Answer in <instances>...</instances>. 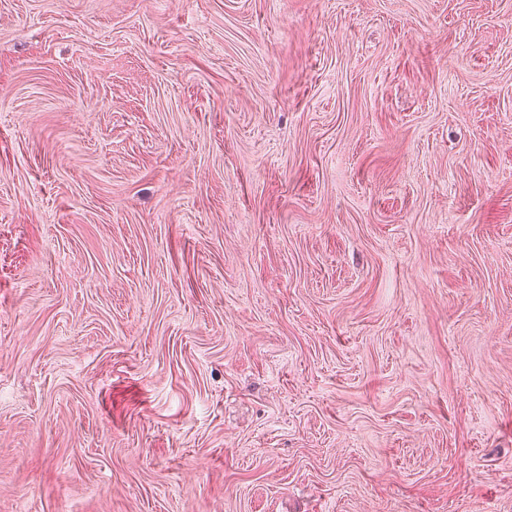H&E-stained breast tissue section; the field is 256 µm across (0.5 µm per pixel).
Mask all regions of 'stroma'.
Returning a JSON list of instances; mask_svg holds the SVG:
<instances>
[{"instance_id": "35a3bbf8", "label": "stroma", "mask_w": 512, "mask_h": 512, "mask_svg": "<svg viewBox=\"0 0 512 512\" xmlns=\"http://www.w3.org/2000/svg\"><path fill=\"white\" fill-rule=\"evenodd\" d=\"M0 512H512V0H0Z\"/></svg>"}]
</instances>
